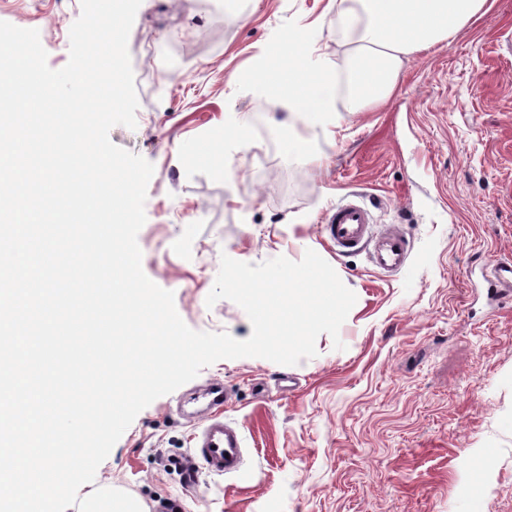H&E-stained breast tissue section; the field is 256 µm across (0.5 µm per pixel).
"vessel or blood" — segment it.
Instances as JSON below:
<instances>
[{
  "label": "vessel or blood",
  "instance_id": "obj_1",
  "mask_svg": "<svg viewBox=\"0 0 512 512\" xmlns=\"http://www.w3.org/2000/svg\"><path fill=\"white\" fill-rule=\"evenodd\" d=\"M370 211L356 200L338 203L330 210L323 226L327 239L338 251L348 253L370 249L376 267L391 272L400 269L408 255L406 238L397 232H388L371 238ZM486 264L491 278L490 288L500 297L512 296V262L488 258ZM210 407L213 411L196 442L195 456L212 474L231 475L243 465V441L239 430L224 422L220 410L224 406V387L212 385Z\"/></svg>",
  "mask_w": 512,
  "mask_h": 512
}]
</instances>
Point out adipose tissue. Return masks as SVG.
<instances>
[{
	"instance_id": "1",
	"label": "adipose tissue",
	"mask_w": 512,
	"mask_h": 512,
	"mask_svg": "<svg viewBox=\"0 0 512 512\" xmlns=\"http://www.w3.org/2000/svg\"><path fill=\"white\" fill-rule=\"evenodd\" d=\"M331 20L342 28L354 92L348 109L360 112L386 103L409 56L454 38L488 0H330ZM291 31L261 58L253 81L288 115L304 125L328 122L334 82L312 68Z\"/></svg>"
}]
</instances>
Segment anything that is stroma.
<instances>
[{"mask_svg": "<svg viewBox=\"0 0 512 512\" xmlns=\"http://www.w3.org/2000/svg\"><path fill=\"white\" fill-rule=\"evenodd\" d=\"M328 2L142 0L128 39L136 126L110 139L154 167L142 268L190 328L252 333L236 303H206L222 255L256 265L310 249L357 296L343 349L324 333L294 366L203 368L138 414L83 492L112 487L150 512H512V298L493 300L481 276L487 255L512 259V0L413 55L384 105L352 112L336 93L335 137H277L282 111L251 71L297 31L313 66L344 83ZM80 12V0H13L0 21L38 30L57 70ZM237 126L245 141L219 139ZM350 194L373 233L407 238L399 271L327 244L322 217ZM210 382L224 386L244 463L199 471L191 488L181 465L200 426L184 406Z\"/></svg>", "mask_w": 512, "mask_h": 512, "instance_id": "1", "label": "stroma"}]
</instances>
